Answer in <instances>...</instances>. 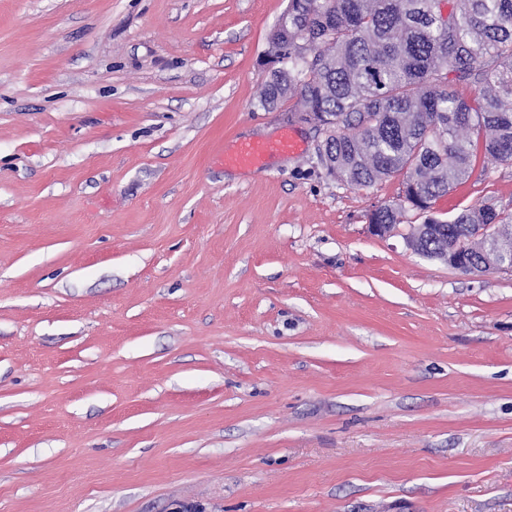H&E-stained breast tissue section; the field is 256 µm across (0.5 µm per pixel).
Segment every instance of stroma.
Segmentation results:
<instances>
[{
  "label": "stroma",
  "instance_id": "1",
  "mask_svg": "<svg viewBox=\"0 0 512 512\" xmlns=\"http://www.w3.org/2000/svg\"><path fill=\"white\" fill-rule=\"evenodd\" d=\"M287 6L0 0V512H512V272L259 107ZM485 203L512 164L437 208ZM301 150V142L289 131L273 141L242 142L232 154L224 157V162L240 167H261L277 155L297 154Z\"/></svg>",
  "mask_w": 512,
  "mask_h": 512
}]
</instances>
